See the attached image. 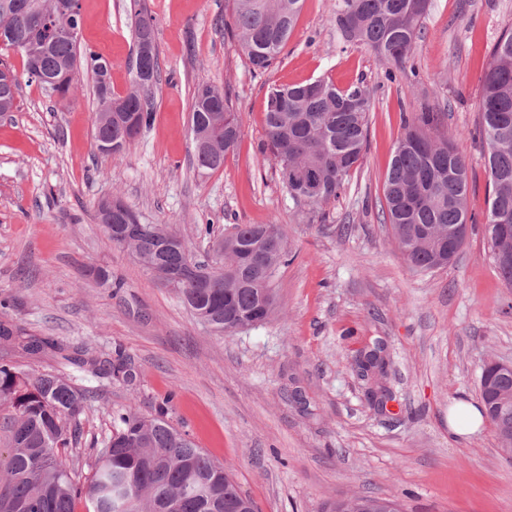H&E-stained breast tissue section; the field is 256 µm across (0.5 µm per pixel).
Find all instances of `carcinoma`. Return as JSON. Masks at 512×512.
<instances>
[{"label": "carcinoma", "mask_w": 512, "mask_h": 512, "mask_svg": "<svg viewBox=\"0 0 512 512\" xmlns=\"http://www.w3.org/2000/svg\"><path fill=\"white\" fill-rule=\"evenodd\" d=\"M231 11L229 36L236 40L253 71L263 72L280 57L300 16L303 0H227ZM430 0H338L333 21L340 41L366 48L380 59L402 68L417 46ZM28 31L0 44V51L21 54L28 79L33 70L62 78L87 72L94 78L98 111L93 118V139L110 138L126 149L130 141L125 124L134 120L140 129L154 121L156 83L131 84L124 95L112 92L105 59L82 46L81 40L60 38L34 59L18 47ZM136 44L148 51L140 64L152 76L160 65L153 17L144 8L134 10ZM12 73L0 79V115L17 109L19 80L14 67L0 58V69ZM371 93L361 82L339 88L326 79L307 84L275 87L269 91L264 117L269 153L283 189L298 211L314 209L338 196L362 158L366 142ZM478 134L487 146L491 191L484 234L491 255L512 251V29L493 45L482 80ZM431 112L405 120L404 132L394 149L387 173L382 208L384 223L406 263L415 270L433 269L435 260L452 246L461 249L465 239H448V232L467 223L469 188L466 156L456 138L434 137ZM193 139L207 147L194 152L196 166L214 172L224 167L227 154L243 135L240 116L224 90L198 84L191 113ZM315 175L324 190L313 197L301 191L304 179ZM126 205L112 211L117 235L112 243L128 248L150 273L173 272L158 282L177 291L179 298L204 324L222 335L272 319L278 312L272 285L275 271L288 256V237L279 224H237L218 244L224 270L208 275V265L186 258L185 243L164 248L173 236L159 224L141 233ZM0 341L30 358L49 351H65L63 344L36 336L25 327L0 324ZM385 344L377 339L356 350L352 369L366 385L367 395L383 408L390 394L387 363L381 357ZM64 359L81 370L116 380L133 378L123 353L107 360L79 355ZM479 398L502 446L512 458V372L483 366ZM89 391L52 373H29L12 364H0V409L4 417L6 462H0V512H73L76 497H84L91 512H166L170 504H183L179 512H238L243 495L224 470L189 438L157 415L143 417L131 410L113 414L112 435L98 450L92 475L76 479L64 453L77 440L86 412ZM330 512H400L386 498L360 497L352 505L336 501Z\"/></svg>", "instance_id": "cac0c4a2"}]
</instances>
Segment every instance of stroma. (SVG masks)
Wrapping results in <instances>:
<instances>
[{"label":"stroma","instance_id":"stroma-1","mask_svg":"<svg viewBox=\"0 0 512 512\" xmlns=\"http://www.w3.org/2000/svg\"><path fill=\"white\" fill-rule=\"evenodd\" d=\"M154 19L160 75L155 119L126 151L100 154L92 138L93 82L79 74L65 100L28 80L9 55L19 106L0 116V317L87 357L122 348L131 382L97 379L55 355L0 346V363L73 377L92 391L69 458L88 475L112 413L169 420L223 463L255 512H323L352 495L389 498L402 512H512V459L491 424L462 441L448 409L477 400L488 358L512 362V288L484 240L487 147L478 103L490 51L512 28V0H432L406 68L343 45L336 0H305L277 63L253 75L224 31V0H144ZM81 41L111 65L125 94L135 56L130 0H81ZM319 78L372 90L367 149L336 200L299 214L261 144L271 87ZM224 88L243 136L222 170L196 167L192 92ZM430 112L432 135L456 137L469 163L470 231L456 258L429 272L403 260L383 224V184L402 117ZM115 195L140 223L162 224L197 259L221 263L214 241L236 224H280L290 256L275 277L279 312L220 337L174 289L143 270L95 219ZM111 269L120 287L92 271ZM382 339L395 400L373 408L351 368L356 349Z\"/></svg>","mask_w":512,"mask_h":512}]
</instances>
